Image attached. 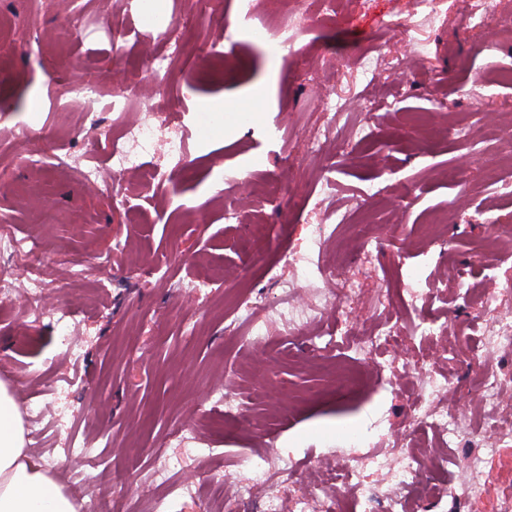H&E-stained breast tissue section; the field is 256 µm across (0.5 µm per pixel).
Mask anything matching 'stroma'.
Masks as SVG:
<instances>
[{
	"instance_id": "35a3bbf8",
	"label": "stroma",
	"mask_w": 512,
	"mask_h": 512,
	"mask_svg": "<svg viewBox=\"0 0 512 512\" xmlns=\"http://www.w3.org/2000/svg\"><path fill=\"white\" fill-rule=\"evenodd\" d=\"M113 2L69 0L63 11L57 0H0V55L9 59L0 74L7 106L0 112V225L36 245L47 289L38 320L21 293L0 296V380L15 392L32 455L50 458L47 472L82 499L114 496L125 484L117 512H225L202 491L211 476L230 495L248 476L240 457L284 454L296 463L295 478L270 492L288 498L330 477L350 432L369 434L357 454L392 451L419 382L406 364L455 344L458 332L464 344L437 366L448 379L449 406L473 433L512 430V382L502 388L500 414L476 406L477 369L512 372V350L486 342L498 317L512 320V303L484 316L450 286L455 276L487 291L512 279V234L501 237L494 264L475 250L486 225L512 226V166L499 164V148L477 133L479 113L512 121V83L497 79L512 70V31L494 24L472 32L458 0H443L441 20L417 23L404 40L385 22L411 10L413 0H333L335 15L322 23L309 19L306 0H250L242 24L239 0L202 7L164 0L165 12L187 20L185 50L171 58L138 14ZM75 15L83 20L77 35L69 27ZM111 28L125 34L129 67L122 72L113 64ZM266 40L290 42L291 55H266ZM381 42L418 61L400 70L381 59L376 80L366 81L357 61ZM156 56L166 59L158 76L146 68ZM74 82L100 88L97 124L66 94ZM160 90L179 106L167 120L187 143L186 171L149 153L143 169L93 186L67 173L70 157L82 154L110 170L119 129ZM256 93L257 121L250 117ZM327 96L343 106L338 134L311 154L317 101ZM366 98L379 105L369 136L339 148ZM459 122L469 127L467 139L447 135ZM431 126L439 135L420 138V128ZM22 138L39 148L38 164L19 161ZM454 169L467 190L449 181ZM146 171L159 172L164 184L143 180ZM271 179L287 192L268 197ZM38 207L52 211L50 223H31ZM364 213L378 227V245L360 275L381 266L390 282L418 284L424 298L397 313L361 304L340 336L335 309L321 304V272L355 249L351 226ZM318 224L324 248L299 290L319 309L309 331L296 336L275 323L263 345L244 343L230 328L237 290L276 301L267 267L284 273L283 257ZM395 224L403 227L398 242L390 237ZM75 263L83 271L77 278L70 275ZM200 277L208 288L184 293ZM64 305L79 321L77 361L57 342L51 311ZM390 320L403 342L377 351L383 374L366 372L345 396L322 392L320 367L354 364L357 340ZM230 369L243 404L232 422L217 401ZM176 457L181 463L168 480L152 481ZM481 482L485 497L459 492L437 512H498L512 503V447L487 460Z\"/></svg>"
}]
</instances>
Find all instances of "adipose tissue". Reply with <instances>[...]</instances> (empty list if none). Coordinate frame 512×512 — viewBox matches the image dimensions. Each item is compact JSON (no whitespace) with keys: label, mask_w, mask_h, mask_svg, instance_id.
Listing matches in <instances>:
<instances>
[{"label":"adipose tissue","mask_w":512,"mask_h":512,"mask_svg":"<svg viewBox=\"0 0 512 512\" xmlns=\"http://www.w3.org/2000/svg\"><path fill=\"white\" fill-rule=\"evenodd\" d=\"M0 512H76L75 499L34 461L24 418L11 388L0 381Z\"/></svg>","instance_id":"ef3b65f1"}]
</instances>
